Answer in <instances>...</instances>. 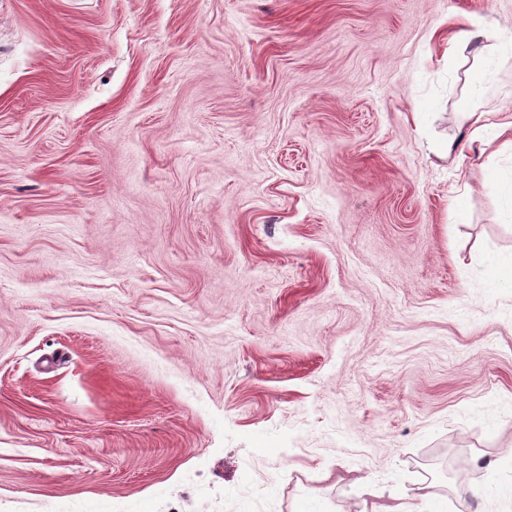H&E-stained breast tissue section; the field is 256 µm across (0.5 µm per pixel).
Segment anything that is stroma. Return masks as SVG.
<instances>
[{
  "instance_id": "stroma-1",
  "label": "stroma",
  "mask_w": 512,
  "mask_h": 512,
  "mask_svg": "<svg viewBox=\"0 0 512 512\" xmlns=\"http://www.w3.org/2000/svg\"><path fill=\"white\" fill-rule=\"evenodd\" d=\"M469 106L512 0H0V512H512Z\"/></svg>"
}]
</instances>
